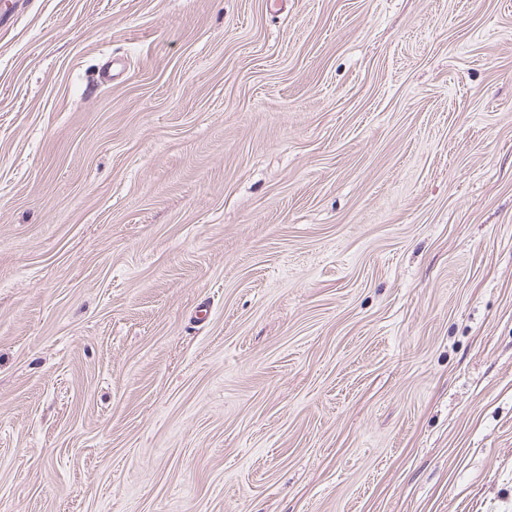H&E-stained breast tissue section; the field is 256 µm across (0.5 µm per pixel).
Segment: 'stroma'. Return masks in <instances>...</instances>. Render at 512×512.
I'll return each mask as SVG.
<instances>
[{"label": "stroma", "instance_id": "35a3bbf8", "mask_svg": "<svg viewBox=\"0 0 512 512\" xmlns=\"http://www.w3.org/2000/svg\"><path fill=\"white\" fill-rule=\"evenodd\" d=\"M0 512H512V0L8 11Z\"/></svg>", "mask_w": 512, "mask_h": 512}]
</instances>
